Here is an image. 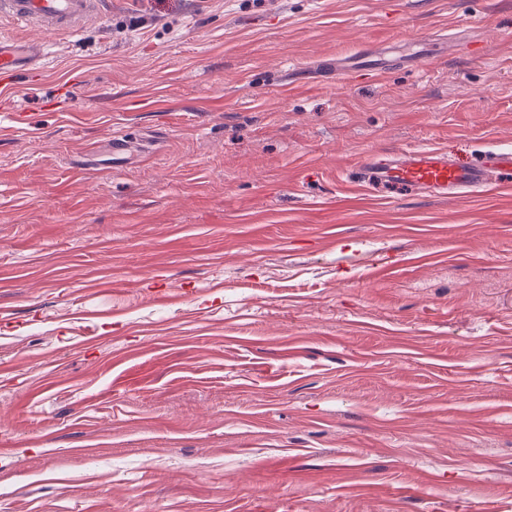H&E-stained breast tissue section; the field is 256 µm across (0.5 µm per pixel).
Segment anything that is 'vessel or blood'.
<instances>
[{
	"instance_id": "b4317fda",
	"label": "vessel or blood",
	"mask_w": 512,
	"mask_h": 512,
	"mask_svg": "<svg viewBox=\"0 0 512 512\" xmlns=\"http://www.w3.org/2000/svg\"><path fill=\"white\" fill-rule=\"evenodd\" d=\"M105 0H0V17L21 23H37L48 39L76 35L87 21L101 16ZM47 53L46 41H18L0 37V95L8 96L23 77L37 72ZM388 53L369 45L355 53L330 60L321 72L326 80L344 83L355 72L369 70L387 73ZM512 168V152L494 153L486 162L460 165L449 161L438 149L413 150L396 157L367 156L360 170L362 179L371 183L405 186L441 196L458 195L482 186L487 166Z\"/></svg>"
}]
</instances>
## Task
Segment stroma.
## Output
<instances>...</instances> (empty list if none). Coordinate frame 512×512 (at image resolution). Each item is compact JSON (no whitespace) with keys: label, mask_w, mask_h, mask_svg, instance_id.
I'll return each instance as SVG.
<instances>
[{"label":"stroma","mask_w":512,"mask_h":512,"mask_svg":"<svg viewBox=\"0 0 512 512\" xmlns=\"http://www.w3.org/2000/svg\"><path fill=\"white\" fill-rule=\"evenodd\" d=\"M425 148L512 151V0H112L54 38L0 97V512H512V169L359 178ZM392 62L385 50L363 44L353 54L336 55V58H332L320 77L324 80H336V84H341L359 70H369L381 76L388 72ZM486 158L473 165H459L439 149L405 151L398 157L368 155L360 175L369 183L405 186L441 196L458 195L482 186L488 165L512 168V152L493 153Z\"/></svg>","instance_id":"1"}]
</instances>
